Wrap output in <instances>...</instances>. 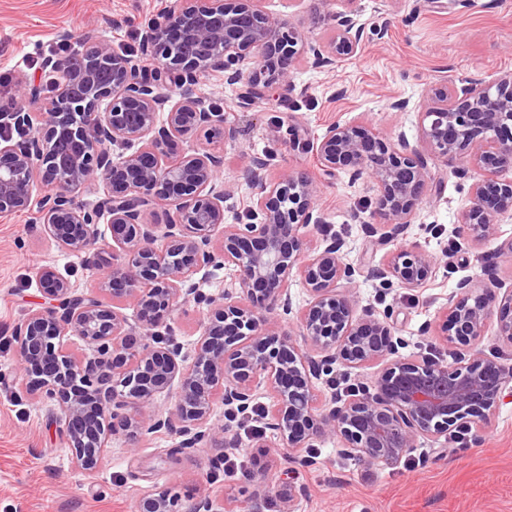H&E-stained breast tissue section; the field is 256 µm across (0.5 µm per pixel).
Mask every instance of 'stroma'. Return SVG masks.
Here are the masks:
<instances>
[{
  "label": "stroma",
  "instance_id": "stroma-1",
  "mask_svg": "<svg viewBox=\"0 0 512 512\" xmlns=\"http://www.w3.org/2000/svg\"><path fill=\"white\" fill-rule=\"evenodd\" d=\"M267 12L304 21V36L324 43L335 36L333 15L355 10L371 22L388 21L384 35L367 31L355 55L323 71L300 63L288 88L248 109L238 90L219 73L203 76L197 94L207 97L234 130L228 140L194 139L188 150L224 157L222 178L227 221L246 215L252 190L240 177L253 156L273 155L267 170L305 172L320 179L317 200L326 227L345 242L344 261L356 270L352 287L361 304L382 299L389 321L405 340L404 358L453 361L465 347L421 334L460 278L484 287L489 280L512 287V222L487 243L452 242L450 230L468 206V183L440 170L428 184L404 239L434 256H446L452 272H438L421 289L393 285L380 291L373 270L389 249L368 236L372 192L347 176L323 178L309 144L333 123L364 121L382 131H404L416 141V107L434 86L467 79L494 81L512 72V0H262ZM155 0H0V72L41 78L46 58L60 44L84 50V32H94L116 52L137 54V33L156 14ZM69 39H62V32ZM398 99L408 111H392ZM53 267L79 294H101L103 273L84 269L78 255L51 240L27 213L0 216V512H135L140 498L163 488L207 490L212 512H280L277 489L293 485L295 512H512V397H505L488 426L461 455L456 435L439 444L418 443L390 465L366 466L341 454L337 436L313 439L316 464L304 468L277 448L270 430L261 435L234 426L236 450L248 460L251 479L224 478L220 448L180 446L164 432L136 442L116 434L94 474L76 469L62 434L61 411L35 398L17 376L10 330L29 311L46 307L38 272Z\"/></svg>",
  "mask_w": 512,
  "mask_h": 512
}]
</instances>
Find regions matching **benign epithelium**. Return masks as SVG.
<instances>
[{
	"mask_svg": "<svg viewBox=\"0 0 512 512\" xmlns=\"http://www.w3.org/2000/svg\"><path fill=\"white\" fill-rule=\"evenodd\" d=\"M336 40L307 44L315 69H331L339 55L356 52L365 24L357 14L334 16ZM302 42L290 19L261 9L260 0H178L152 17L140 32V55L155 62L149 73L106 44L94 43L76 65L67 57L45 66L60 74L57 91L39 113V126L11 143L8 129L32 125L30 113L0 114V214L34 213L61 249L80 255L90 271L108 269L107 304L78 295L54 269L39 271L48 307L28 312L13 329L20 381L33 396L62 412L64 433L76 466L93 473L113 434L145 438L162 430L180 447L227 441V429L211 418L221 401L230 413H245L263 388L271 405L268 428L281 447L332 434L341 454L364 464H392L421 439L451 432L478 436L503 394L512 393V368L477 351L467 361L401 358L403 339L388 315L360 307L334 236L310 243V230L324 223L317 207L320 183L291 170L267 179L265 161L251 159L242 173L252 186L247 221L226 223L219 181L221 155L181 154L202 132L230 139L224 113L195 94L202 71L243 84L248 107L274 84L288 85ZM249 61L250 73L232 68ZM177 78L178 91L165 77ZM139 143L131 153L112 146ZM312 151L323 174L343 173L349 183L368 179L375 187L373 220L382 240L404 236L422 202V191L441 164L459 178L472 176L469 205L460 232L490 241L498 224L512 219V73L493 82L471 79L460 88L439 86L419 112V140L391 139L377 128L332 124ZM42 180L52 192H34ZM106 186L98 208L86 209L76 193ZM172 205L168 223L145 224L142 211ZM110 216L111 240L100 238L97 219ZM166 240L154 247L157 234ZM232 271L231 287L217 300L200 282L217 269ZM439 269L438 259L417 247L392 251L376 276L385 284L422 288ZM299 279L310 295L294 333L290 285ZM136 307L137 325L117 305ZM207 307L192 354L158 338L178 306ZM263 312L278 318L266 321ZM445 342L470 346L496 325L498 340L512 345V290L472 286L461 279L437 312ZM80 336L95 355L78 358L67 334ZM378 366L374 392L331 394L316 409L314 380L336 365ZM174 394L165 417L153 407L163 392ZM178 496L163 489L142 497L137 512H211L205 492L178 508Z\"/></svg>",
	"mask_w": 512,
	"mask_h": 512,
	"instance_id": "obj_1",
	"label": "benign epithelium"
}]
</instances>
